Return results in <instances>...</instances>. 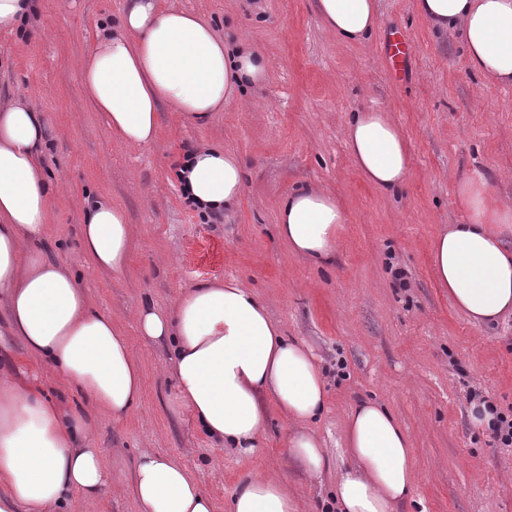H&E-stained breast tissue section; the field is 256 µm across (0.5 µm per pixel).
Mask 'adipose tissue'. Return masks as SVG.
Segmentation results:
<instances>
[{"instance_id":"adipose-tissue-1","label":"adipose tissue","mask_w":512,"mask_h":512,"mask_svg":"<svg viewBox=\"0 0 512 512\" xmlns=\"http://www.w3.org/2000/svg\"><path fill=\"white\" fill-rule=\"evenodd\" d=\"M433 30L454 32L471 70L492 85H512V0H415ZM322 24L347 43L378 27L375 0H316ZM264 56L218 36L205 16L129 0L117 32L100 35L84 68L86 92L123 143L153 141L160 104L197 121L222 111L264 80ZM47 116L25 97L0 103V348L21 342L39 372L20 379L0 367V512H69L75 496L112 492L101 449L92 445L98 416L126 418L143 389L138 360L111 315L93 309L81 280L45 259L41 244L54 190L43 171ZM347 151L363 179L397 191L411 174L407 138L390 113L364 109L346 125ZM185 202L201 215L221 214L240 199L244 171L223 148L197 147L175 171ZM464 221L431 245L433 272L453 306L470 321L492 324L512 314V249L494 230L512 224V205L498 201L482 174L457 182ZM346 222L340 201L316 186L284 197L278 232L296 254L331 257ZM91 269L119 273L128 264L131 227L120 207L89 204L81 226ZM140 336L171 346V409L188 413L219 448H255L265 428L262 397H273L292 426L290 457L321 475L329 451L313 431L325 409V380L303 342L283 336L264 304L235 278L204 281L172 306H141ZM79 393L91 407L64 408L46 384ZM349 469L336 477L331 512H396L413 499L409 435L379 403L365 401L346 424ZM138 512H213L210 496L175 458L143 450L134 471ZM231 512H299L285 483L243 478Z\"/></svg>"}]
</instances>
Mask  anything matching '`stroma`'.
<instances>
[{"instance_id": "35a3bbf8", "label": "stroma", "mask_w": 512, "mask_h": 512, "mask_svg": "<svg viewBox=\"0 0 512 512\" xmlns=\"http://www.w3.org/2000/svg\"><path fill=\"white\" fill-rule=\"evenodd\" d=\"M315 0H160L162 8L205 14L217 34L259 50L265 81L197 123L161 106L157 137L128 147L109 132L83 85V64L101 25L116 28L128 0H39L33 37L0 31V96L28 92L50 123L44 166L55 185L43 250L85 282L91 307L110 314L143 369L139 404L125 419L100 418L94 432L112 493L75 499L72 512H136L133 472L140 452L178 459L229 512L238 482L260 473L288 483L300 512H317L343 451L358 401L384 405L408 432L414 503L397 512H512V447L470 419L472 394L512 417V314L491 326L454 308L434 278L432 239L462 221L455 182L485 176L512 202V86H490L467 66L455 35L435 33L414 0H376L380 24L346 43L329 32ZM411 44L406 81L384 54L391 32ZM390 112L410 144L406 186L389 193L357 173L344 141L351 113ZM217 143L238 157L245 189L236 208L204 220L185 204L174 174L185 146ZM313 184L337 195L346 222L334 262L293 254L277 232L281 199ZM121 206L132 229L124 272L89 270L80 224L89 203ZM237 278L252 288L284 335L304 341L326 380L327 409L315 430L333 463L313 478L289 458L290 430L265 399L267 429L257 448H217L187 414L169 407L170 346L142 339V304L170 307L184 289Z\"/></svg>"}]
</instances>
